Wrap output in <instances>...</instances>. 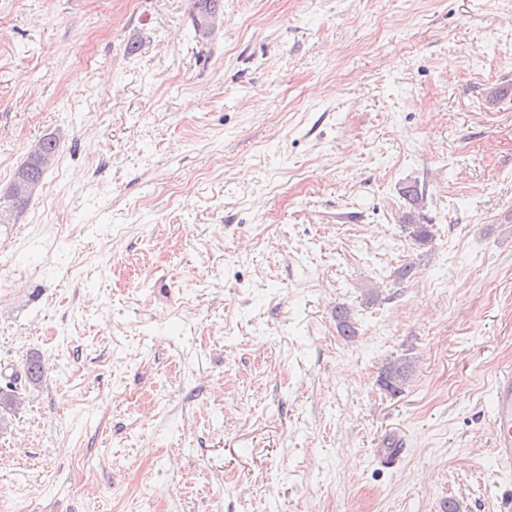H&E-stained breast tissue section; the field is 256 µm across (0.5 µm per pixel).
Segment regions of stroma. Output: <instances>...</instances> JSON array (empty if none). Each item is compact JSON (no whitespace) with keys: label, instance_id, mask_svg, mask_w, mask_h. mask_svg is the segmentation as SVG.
<instances>
[{"label":"stroma","instance_id":"1","mask_svg":"<svg viewBox=\"0 0 512 512\" xmlns=\"http://www.w3.org/2000/svg\"><path fill=\"white\" fill-rule=\"evenodd\" d=\"M47 135L0 224V512H499L512 0H224L208 35L190 0H0V194ZM58 150L59 141L56 137L48 136L43 138L30 150L26 160L15 172L13 180L18 176H22L29 179L33 183L34 188L39 186L45 171L53 163ZM404 198L411 205L410 210L402 216V227L414 241L426 245L431 240V234L426 224L420 221V202L423 199L416 185H406L401 189ZM410 358H397L384 364L379 373V382L392 395L401 393L414 372Z\"/></svg>","mask_w":512,"mask_h":512}]
</instances>
